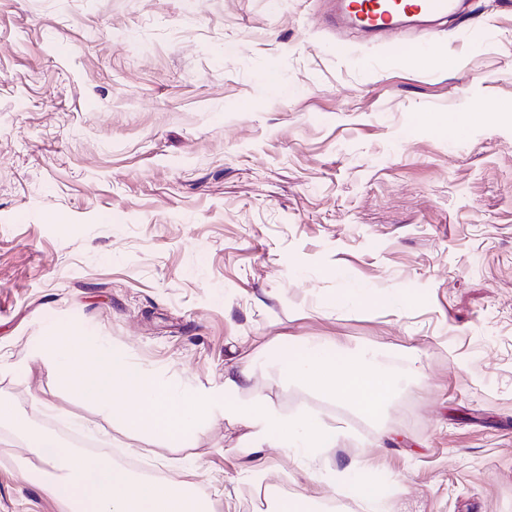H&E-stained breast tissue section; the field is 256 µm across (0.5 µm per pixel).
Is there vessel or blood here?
<instances>
[{"mask_svg": "<svg viewBox=\"0 0 512 512\" xmlns=\"http://www.w3.org/2000/svg\"><path fill=\"white\" fill-rule=\"evenodd\" d=\"M455 0H342V17L365 30H386L418 17L444 18L456 11Z\"/></svg>", "mask_w": 512, "mask_h": 512, "instance_id": "obj_1", "label": "vessel or blood"}]
</instances>
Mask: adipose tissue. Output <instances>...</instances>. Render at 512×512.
Instances as JSON below:
<instances>
[{
	"mask_svg": "<svg viewBox=\"0 0 512 512\" xmlns=\"http://www.w3.org/2000/svg\"><path fill=\"white\" fill-rule=\"evenodd\" d=\"M73 325L56 323L36 339L37 355L49 364L56 380L80 398L97 404L114 421L168 443L190 435L202 418L215 410L245 421L251 444L243 456L256 476H263L261 458L266 447L309 460L335 447V424L318 415H288L266 395L254 392L245 401L254 373L249 364L225 373L224 382L210 392L172 394L157 386L123 354L108 353L94 333L74 342ZM283 370L332 399L350 404L367 418L379 416L391 395L387 372L362 350L342 351L309 342L303 351L281 352ZM36 448V467H21L22 479L37 482L40 490L61 502L64 512H212L208 500L192 483L133 478L124 468L64 447L51 436L29 439ZM344 491L365 505L367 512H396L398 485L368 475L366 467L352 469Z\"/></svg>",
	"mask_w": 512,
	"mask_h": 512,
	"instance_id": "ef3b65f1",
	"label": "adipose tissue"
}]
</instances>
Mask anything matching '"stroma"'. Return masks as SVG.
<instances>
[{
    "mask_svg": "<svg viewBox=\"0 0 512 512\" xmlns=\"http://www.w3.org/2000/svg\"><path fill=\"white\" fill-rule=\"evenodd\" d=\"M55 322L173 392L251 363L241 399L335 420L323 465L399 512H512V0L377 35L336 0H0V512L62 510L31 431L215 512H362L279 448L256 481L222 411L179 445L113 421L36 356ZM315 339L380 353V418L282 372ZM368 465L354 468L344 482V493L361 500L369 512H397L400 495L398 485L391 481L378 480L367 474Z\"/></svg>",
    "mask_w": 512,
    "mask_h": 512,
    "instance_id": "1",
    "label": "stroma"
}]
</instances>
